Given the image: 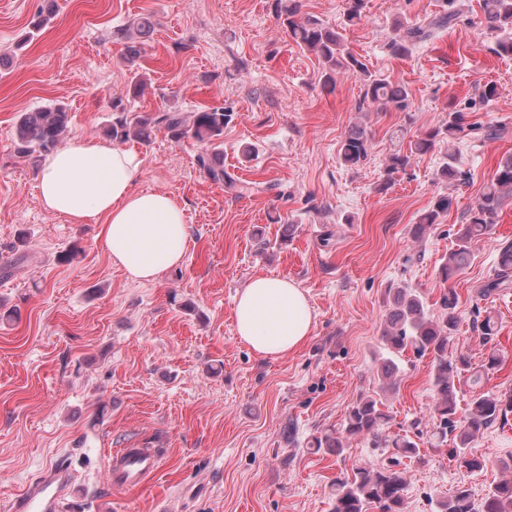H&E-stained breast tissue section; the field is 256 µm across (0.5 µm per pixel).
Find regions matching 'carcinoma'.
Wrapping results in <instances>:
<instances>
[{"mask_svg": "<svg viewBox=\"0 0 512 512\" xmlns=\"http://www.w3.org/2000/svg\"><path fill=\"white\" fill-rule=\"evenodd\" d=\"M275 12L289 37L303 50L314 54L323 68L324 83L333 80L338 72L362 76L361 96L358 109L378 110L393 108L405 112L410 105L409 89L387 75L370 71L344 44L341 33L315 16L297 19L299 0H274ZM366 0H348L344 24H357L363 14ZM482 17L475 22L478 29L494 36L487 49L498 57H512V0H481ZM460 10H450L436 16L425 25L395 21L396 37L389 44L390 51L397 57L411 55L415 45L426 41L434 34L451 28L459 18ZM148 24L133 22L120 31L126 40V50L136 56L139 46L134 39L146 32ZM145 81L141 75L131 78L126 92L115 94L110 102L112 117L104 127L103 135L114 141L139 139L146 141L155 131H164L173 140L192 139L204 146L196 155L200 170L215 184L242 196L254 191V187L240 185L224 171L221 158L224 126L231 120V114L222 107H201L186 115L175 106L158 111L130 108L132 100L141 95ZM70 113L61 104H48L33 112L22 113L15 125L13 147L17 154L33 161L55 151L69 132ZM476 130L466 122L464 113L448 112V118L431 129L422 138L409 145V151H396L388 160L378 190L384 191L394 184L396 176L406 171L412 157L424 155L436 147L445 145V161L436 172V179L452 186L464 183L465 172L460 169L459 152L456 145L463 143ZM370 155V139L366 129L354 124L345 131L341 141L340 156L345 165L359 167ZM512 199V155L502 157L490 181L484 186L474 206L462 216V223L455 233V249L448 253L439 269V276L447 283L462 272L470 263L473 245L487 235L494 233L496 224L506 200ZM452 197L438 196L432 208L423 212L413 233L421 236L436 223L439 216L448 212ZM512 288V241H504L499 248V258L492 279L479 289L483 297L501 289ZM440 312L434 317L428 314L423 300L415 291L399 288L393 295V306L387 317L382 339L391 353L400 355L411 349L420 356L434 357L432 386L436 397L431 418L438 421L432 433L431 445L440 448L448 444L450 456L459 466L469 470H480L486 460L470 452L471 444L483 431L495 422L508 419L512 413V394L507 396L489 392H473L468 413L457 417V385L468 380L476 385L480 376L470 373L469 358L459 352L448 351L451 337L457 329V297L453 290L442 294L439 300ZM382 388L397 387L396 367L385 362L377 371ZM388 415L378 406V400L371 396L361 397L346 414L341 430L324 429L312 436L310 447L319 451L326 449L341 454L344 443L351 439L370 440L375 447L384 446L394 451L395 458H417L418 444L408 435L385 436ZM503 470L511 472L491 487L480 505H474L469 489L461 486L445 500L438 502L437 512H512V464L501 462ZM332 512H404L406 480L403 472L392 467H358L350 478H338L333 484Z\"/></svg>", "mask_w": 512, "mask_h": 512, "instance_id": "obj_1", "label": "carcinoma"}]
</instances>
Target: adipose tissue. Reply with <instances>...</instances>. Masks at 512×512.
<instances>
[{
	"label": "adipose tissue",
	"mask_w": 512,
	"mask_h": 512,
	"mask_svg": "<svg viewBox=\"0 0 512 512\" xmlns=\"http://www.w3.org/2000/svg\"><path fill=\"white\" fill-rule=\"evenodd\" d=\"M140 175L134 152L85 137L44 160L38 189L47 211L74 224L101 222L113 266L148 283L183 262L188 232L183 209L167 193L137 188ZM313 325L304 291L288 278L255 276L236 297V335L262 358L296 351Z\"/></svg>",
	"instance_id": "1"
}]
</instances>
